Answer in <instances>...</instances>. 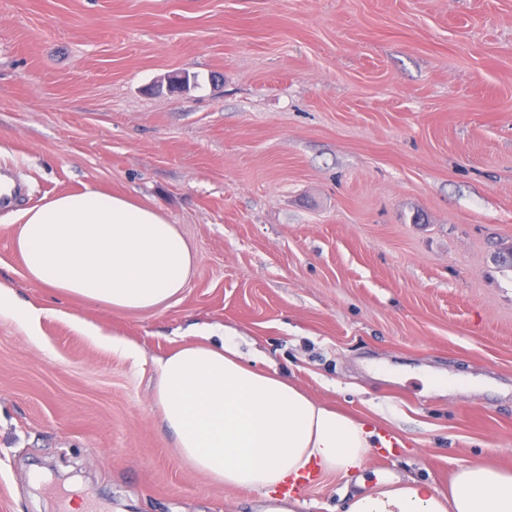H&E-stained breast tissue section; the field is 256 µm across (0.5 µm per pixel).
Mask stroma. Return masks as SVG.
I'll list each match as a JSON object with an SVG mask.
<instances>
[{
	"label": "stroma",
	"mask_w": 512,
	"mask_h": 512,
	"mask_svg": "<svg viewBox=\"0 0 512 512\" xmlns=\"http://www.w3.org/2000/svg\"><path fill=\"white\" fill-rule=\"evenodd\" d=\"M0 166L20 207L125 195L195 255L117 311L30 283L0 211L46 311L0 318V512H345L352 477L287 500L180 459L156 364L203 326L393 436L370 477L512 470V0H0ZM83 328L89 336H93V337L103 341L107 345H112V350L120 351L124 355H126L128 358L133 359V360H136L138 358V356H139L138 350L133 344L126 342L124 340L115 338L113 336L112 337L105 336L98 328H96L93 325L87 324Z\"/></svg>",
	"instance_id": "obj_1"
}]
</instances>
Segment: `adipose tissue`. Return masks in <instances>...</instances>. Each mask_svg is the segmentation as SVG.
<instances>
[{
    "mask_svg": "<svg viewBox=\"0 0 512 512\" xmlns=\"http://www.w3.org/2000/svg\"><path fill=\"white\" fill-rule=\"evenodd\" d=\"M12 224L31 283L119 311L166 306L194 262L161 211L91 187L19 210ZM199 334L157 363L156 404L184 461L212 483L266 494L316 475H361L380 432L256 367L233 337ZM346 512H512V471L466 464L445 492L379 481L350 496Z\"/></svg>",
    "mask_w": 512,
    "mask_h": 512,
    "instance_id": "1",
    "label": "adipose tissue"
}]
</instances>
